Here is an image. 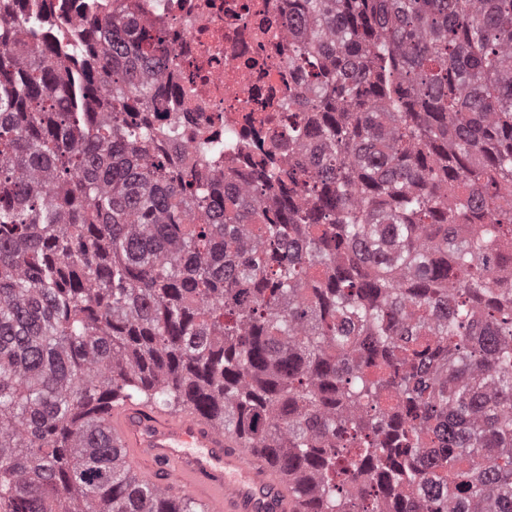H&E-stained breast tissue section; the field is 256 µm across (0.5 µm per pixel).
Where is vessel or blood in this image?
I'll list each match as a JSON object with an SVG mask.
<instances>
[{
  "label": "vessel or blood",
  "instance_id": "b4317fda",
  "mask_svg": "<svg viewBox=\"0 0 512 512\" xmlns=\"http://www.w3.org/2000/svg\"><path fill=\"white\" fill-rule=\"evenodd\" d=\"M105 424L141 483L194 499L202 512H302L284 470L202 410L168 411L117 397Z\"/></svg>",
  "mask_w": 512,
  "mask_h": 512
}]
</instances>
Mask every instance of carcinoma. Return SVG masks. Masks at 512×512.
Here are the masks:
<instances>
[{
	"mask_svg": "<svg viewBox=\"0 0 512 512\" xmlns=\"http://www.w3.org/2000/svg\"><path fill=\"white\" fill-rule=\"evenodd\" d=\"M0 0V512H169L100 442L198 405L312 512H512V0H304L314 201L172 177L157 45ZM395 393L400 404L381 407ZM352 431L336 447V424Z\"/></svg>",
	"mask_w": 512,
	"mask_h": 512,
	"instance_id": "obj_1",
	"label": "carcinoma"
}]
</instances>
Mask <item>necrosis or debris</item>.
<instances>
[{"mask_svg":"<svg viewBox=\"0 0 512 512\" xmlns=\"http://www.w3.org/2000/svg\"><path fill=\"white\" fill-rule=\"evenodd\" d=\"M133 15L160 45L155 100L140 120L163 134L177 124L179 137L167 153L170 169L195 166L198 138L222 143L208 176L223 187L254 194L269 210L287 198L285 188L265 185L261 162L285 169L300 153L288 141V127L302 121L298 102L312 96L294 58L300 42L288 34L297 0H125Z\"/></svg>","mask_w":512,"mask_h":512,"instance_id":"4bbe7bcc","label":"necrosis or debris"}]
</instances>
